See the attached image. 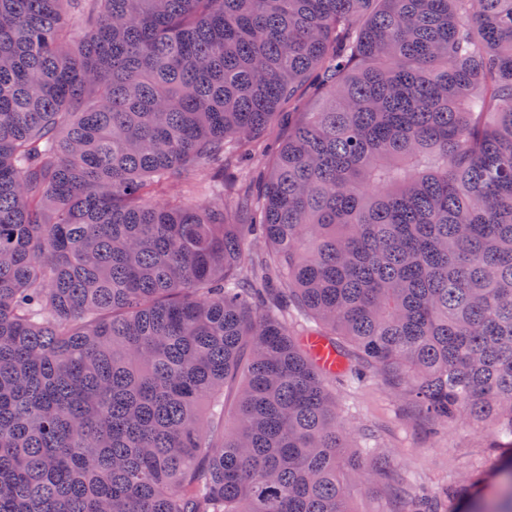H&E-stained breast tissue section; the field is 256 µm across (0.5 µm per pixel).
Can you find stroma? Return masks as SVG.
Segmentation results:
<instances>
[{
	"label": "stroma",
	"mask_w": 512,
	"mask_h": 512,
	"mask_svg": "<svg viewBox=\"0 0 512 512\" xmlns=\"http://www.w3.org/2000/svg\"><path fill=\"white\" fill-rule=\"evenodd\" d=\"M336 405L350 430L349 454L370 460L383 457L394 465L391 477L366 485L350 478L348 503L353 512H403V495L414 487L434 492L456 486L493 465L486 433L460 426L430 437L425 425L406 419L402 399L375 378L337 388Z\"/></svg>",
	"instance_id": "obj_1"
}]
</instances>
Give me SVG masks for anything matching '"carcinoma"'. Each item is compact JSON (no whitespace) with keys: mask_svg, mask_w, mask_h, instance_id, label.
I'll return each mask as SVG.
<instances>
[{"mask_svg":"<svg viewBox=\"0 0 512 512\" xmlns=\"http://www.w3.org/2000/svg\"><path fill=\"white\" fill-rule=\"evenodd\" d=\"M368 372L512 498V0H0V512H349ZM304 348L327 372H338L342 367V357L336 349L321 336H307L303 339Z\"/></svg>","mask_w":512,"mask_h":512,"instance_id":"carcinoma-1","label":"carcinoma"}]
</instances>
